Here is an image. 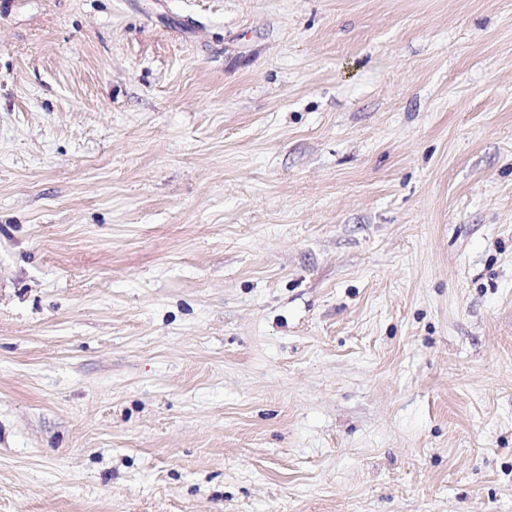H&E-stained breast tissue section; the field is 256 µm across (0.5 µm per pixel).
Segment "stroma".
I'll return each mask as SVG.
<instances>
[{"instance_id":"1","label":"stroma","mask_w":512,"mask_h":512,"mask_svg":"<svg viewBox=\"0 0 512 512\" xmlns=\"http://www.w3.org/2000/svg\"><path fill=\"white\" fill-rule=\"evenodd\" d=\"M0 512H512V0H0Z\"/></svg>"}]
</instances>
